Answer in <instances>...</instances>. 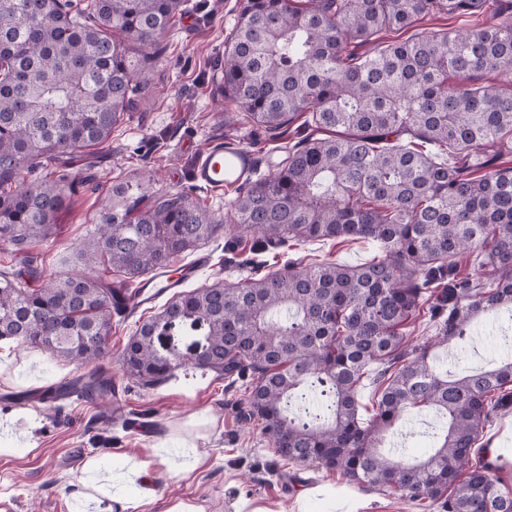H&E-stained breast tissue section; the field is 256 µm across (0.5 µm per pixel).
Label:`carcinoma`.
Listing matches in <instances>:
<instances>
[{
	"mask_svg": "<svg viewBox=\"0 0 512 512\" xmlns=\"http://www.w3.org/2000/svg\"><path fill=\"white\" fill-rule=\"evenodd\" d=\"M185 0H0V239L50 234L77 176L58 169L27 183L52 152L108 142L153 80L156 44ZM501 17V0H243L224 49L221 94L268 131L308 113L314 132L288 147L230 202L259 247L364 238L381 255L184 291L129 337L125 375L145 389L190 365L249 377L244 415L275 452L358 485L386 487L442 512H512L497 467L474 457L490 416L512 407V358L452 378L431 352L464 343L480 314H512V92L468 83L512 72V15L494 25L356 49L429 15ZM463 78L456 87L448 79ZM318 132L329 136L321 138ZM112 188L77 270L44 278L30 264L0 271V341L59 356L85 373L55 391L111 404L103 366L121 289L100 269L138 278L211 238L215 214L186 192L150 209ZM473 259L462 277L455 259ZM426 313L435 336L409 344ZM201 330L206 353L172 342ZM382 387L361 418L356 388ZM444 419L421 460L381 451L411 409Z\"/></svg>",
	"mask_w": 512,
	"mask_h": 512,
	"instance_id": "cac0c4a2",
	"label": "carcinoma"
}]
</instances>
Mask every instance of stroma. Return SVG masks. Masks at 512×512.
<instances>
[{
	"label": "stroma",
	"instance_id": "35a3bbf8",
	"mask_svg": "<svg viewBox=\"0 0 512 512\" xmlns=\"http://www.w3.org/2000/svg\"><path fill=\"white\" fill-rule=\"evenodd\" d=\"M240 4L187 0L185 15L157 48L145 111L127 113L105 148L44 158L43 172L66 164L87 178L68 191L50 236L30 245L44 272H68L113 185H137L148 170L158 172L160 180L143 206H150L154 195L185 190L223 220L220 231L200 247L211 262L193 287L240 285L291 261L356 265L378 254V245L363 239L258 250L252 233L234 227L229 203L235 188L215 195L194 184L192 158L213 139L250 152L263 175L283 147L308 133L299 120L286 133L266 132L222 99L216 78ZM159 309L156 303L131 307L112 320L104 365L124 405L118 414H101L98 405L74 397L50 400V393L78 377L79 369L0 341V501L11 502L13 512H77L88 500L100 512H176L180 505L193 512H441L436 503L424 508L393 490L361 487L317 465L280 459L260 424L239 413L245 381L186 365L157 387H139L124 375L121 354L137 327ZM507 354H512V321L488 315L475 324L464 348L439 350L436 364L463 370ZM478 448L512 487V410L486 425ZM135 462L144 464V480L104 493L87 482L91 468L118 473Z\"/></svg>",
	"mask_w": 512,
	"mask_h": 512
}]
</instances>
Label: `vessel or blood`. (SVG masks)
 <instances>
[{"mask_svg": "<svg viewBox=\"0 0 512 512\" xmlns=\"http://www.w3.org/2000/svg\"><path fill=\"white\" fill-rule=\"evenodd\" d=\"M254 172L255 161L252 154L217 141L196 156L192 179L212 193L220 195L225 188L246 183ZM208 261V255H200L193 262L184 265L180 274L176 276L164 269L151 273L135 287L134 294L139 305L153 304L166 292L181 288L194 278Z\"/></svg>", "mask_w": 512, "mask_h": 512, "instance_id": "vessel-or-blood-1", "label": "vessel or blood"}]
</instances>
